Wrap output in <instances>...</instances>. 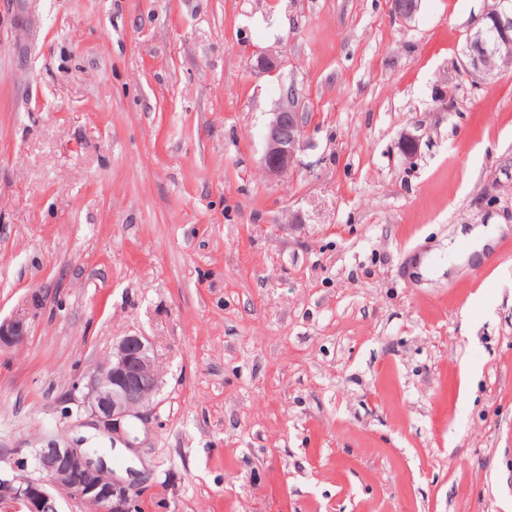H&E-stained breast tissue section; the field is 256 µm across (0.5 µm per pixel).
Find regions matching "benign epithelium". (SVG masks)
I'll use <instances>...</instances> for the list:
<instances>
[{"label": "benign epithelium", "instance_id": "benign-epithelium-1", "mask_svg": "<svg viewBox=\"0 0 512 512\" xmlns=\"http://www.w3.org/2000/svg\"><path fill=\"white\" fill-rule=\"evenodd\" d=\"M420 0H391V11L407 22L414 18ZM495 28L497 40L485 38ZM463 67L473 73L489 74L487 59L492 53L512 55V0H500L495 12L483 14L479 25L466 34ZM304 115L290 105L272 113L264 140L262 165L267 174L282 176L293 170L301 149ZM28 309L21 308L11 317L0 319V350L23 343L30 335ZM161 381L154 374L151 342L141 333L122 337L112 357L98 365L85 384L83 407L91 412L112 438L128 442L124 423L142 417L141 408L159 391ZM35 477L21 480L0 475V502L17 504L24 512H45L53 491L96 501L102 512H130L126 487L116 480L103 461H95L81 448L48 447L33 451Z\"/></svg>", "mask_w": 512, "mask_h": 512}]
</instances>
